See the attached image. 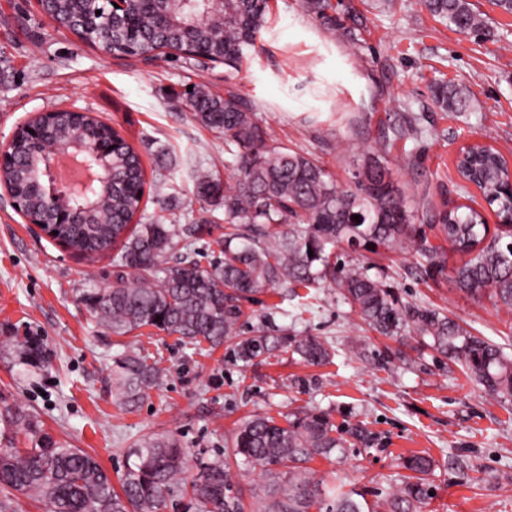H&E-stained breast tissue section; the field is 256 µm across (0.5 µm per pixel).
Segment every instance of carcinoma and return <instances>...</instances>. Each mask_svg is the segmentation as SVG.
Segmentation results:
<instances>
[{
    "mask_svg": "<svg viewBox=\"0 0 512 512\" xmlns=\"http://www.w3.org/2000/svg\"><path fill=\"white\" fill-rule=\"evenodd\" d=\"M424 7L459 34L491 37L470 0H424ZM303 9L349 44L361 45L363 22L346 24L332 0H303ZM46 10L57 27L87 43H94L88 23L112 27L109 53L114 56L191 58L202 46L209 61L232 68L256 51L257 36L270 17L269 0H127L124 13L116 16L110 0H49ZM431 95L442 111L469 108L467 89L454 83L432 82ZM186 105L203 126L224 133V153L236 166L232 183L217 171L195 176L200 209L223 213L224 259L210 270L188 257L209 225L133 222L143 213L146 173L118 130L90 113L69 111L57 112L47 129V137L57 143L89 128L97 129L102 141L119 142L105 156L112 184H94L85 194L69 197L78 223L64 225L56 237L88 259L112 254V286L80 292V301L100 324L119 336L153 327L179 336L189 349L204 342L216 349L237 335L243 302L250 297L283 284L312 288L329 282L373 331L401 343L411 331L429 339L437 353L460 365L468 381L512 403V356L502 347L438 309L403 303L382 274L371 273L372 262L352 264L338 253L345 246L375 254L381 247L408 245L421 257L419 276L436 280L444 275L445 259L442 247L430 243L431 232L460 255L451 275L456 288L511 311L512 224L491 226L480 211L464 204L437 211L427 203L417 209L392 182L384 140L367 150L352 184L344 186L323 161L274 143L253 108L234 91L220 96L196 85ZM396 133L416 140L426 129L418 117L409 116ZM31 162L44 160L21 135L12 164L0 169V183L26 197L28 215L51 220L53 214L26 175ZM457 170L464 181L477 185L488 205L497 206L498 215L512 211V196L503 190L509 172L498 151L473 143L463 151ZM12 346L24 361L44 364L39 338L27 336ZM288 349L311 366L329 364L335 355L318 336H274L263 328L233 345L245 364ZM163 378L150 355L140 351L131 349L112 360V396L127 410ZM0 422V486L41 499L47 512H164L183 492L191 493L203 512H243V491L234 489L230 477L234 464L262 468L265 483L250 490L254 512H376L378 507L422 512L433 491L435 461L421 452L399 457L404 474L391 493L373 503L365 491L328 486L309 463L317 457L342 460L348 449L368 447L375 436L360 423L337 426L320 409L288 418L284 425L267 416L243 420L224 460L202 465L190 480L183 478L187 451L175 436L142 439L128 451L117 487L95 457L55 439L37 416L15 410L0 413ZM20 432L29 447L16 446Z\"/></svg>",
    "mask_w": 512,
    "mask_h": 512,
    "instance_id": "obj_1",
    "label": "carcinoma"
}]
</instances>
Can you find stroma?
I'll return each instance as SVG.
<instances>
[{
    "label": "stroma",
    "instance_id": "1",
    "mask_svg": "<svg viewBox=\"0 0 512 512\" xmlns=\"http://www.w3.org/2000/svg\"><path fill=\"white\" fill-rule=\"evenodd\" d=\"M363 14L361 55L307 16L300 0H270L271 23L240 69L194 60L144 62L116 57L56 30L37 0H0V140L40 112L79 108L115 127L140 153L152 181L145 216L168 224L209 223L193 196L195 171L233 176L221 133L188 112L187 86L213 93L233 88L288 147L309 152L348 182L370 141L344 115L365 113L372 130L401 125L405 114L428 130L418 140L395 139L386 162L401 192L443 209L465 204L497 224L477 188L461 194L458 149L478 140L512 160V14L494 0H471L493 36L459 35L434 18L422 0H344ZM470 93L467 112H444L431 99L432 80ZM169 149L171 166L156 165ZM415 251L380 249L374 260L404 303L431 305L512 354V311L457 291L449 278L421 280ZM111 256L88 260L48 238L18 213L0 189V411L36 414L44 428L97 458L109 473L123 470L125 452L140 439L170 434L198 461L223 459L244 417L276 420L309 409L335 424L363 422L370 447L353 448L343 463L319 458L312 467L327 483L387 492L397 458L429 452L435 495L425 512H512V404L462 376L460 367L423 341L399 346L372 331L343 303L334 285L278 288L248 306L242 332L319 336L335 350L331 364L304 365L288 353L236 361L230 346L193 352L176 336L144 327L112 334L80 302L81 289L109 287ZM39 337L45 366L33 367L9 342ZM145 348L166 377L140 407L112 400V359ZM405 361H398L397 350ZM467 485H460V475Z\"/></svg>",
    "mask_w": 512,
    "mask_h": 512
}]
</instances>
